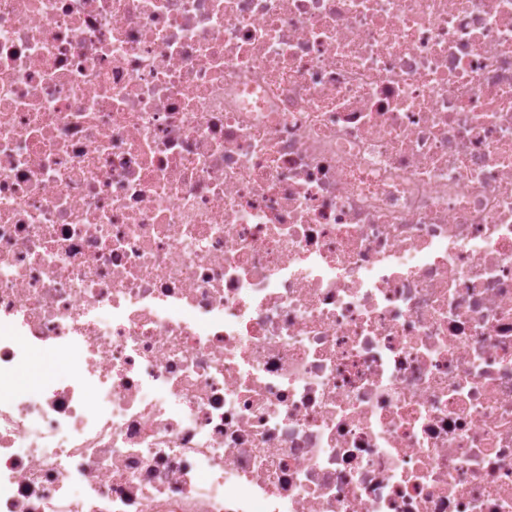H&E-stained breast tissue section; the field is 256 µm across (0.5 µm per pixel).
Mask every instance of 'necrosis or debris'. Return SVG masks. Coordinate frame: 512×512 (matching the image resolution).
Wrapping results in <instances>:
<instances>
[{"label":"necrosis or debris","instance_id":"necrosis-or-debris-1","mask_svg":"<svg viewBox=\"0 0 512 512\" xmlns=\"http://www.w3.org/2000/svg\"><path fill=\"white\" fill-rule=\"evenodd\" d=\"M0 512H512V0H0ZM32 373H39L43 377L53 379L54 381H63L67 377L66 365L63 362L48 360L43 355L36 357L20 374L15 383L16 389L29 397L36 396L35 387L28 381V377Z\"/></svg>","mask_w":512,"mask_h":512}]
</instances>
